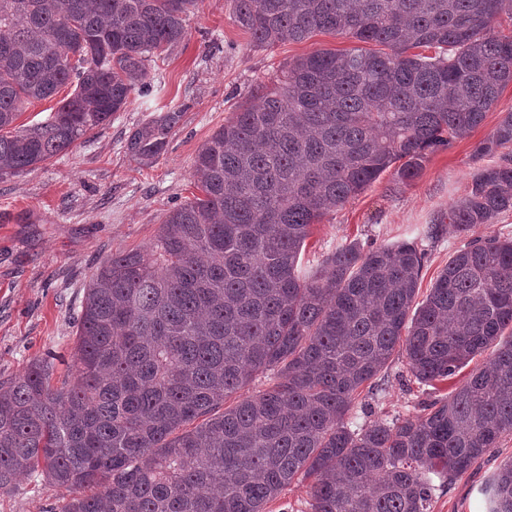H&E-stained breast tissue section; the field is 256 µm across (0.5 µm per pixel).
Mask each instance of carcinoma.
Segmentation results:
<instances>
[{
	"instance_id": "cac0c4a2",
	"label": "carcinoma",
	"mask_w": 512,
	"mask_h": 512,
	"mask_svg": "<svg viewBox=\"0 0 512 512\" xmlns=\"http://www.w3.org/2000/svg\"><path fill=\"white\" fill-rule=\"evenodd\" d=\"M195 0H0V176L67 151L148 97L149 66L185 37ZM261 45L330 32L375 49L317 50L201 146V197L171 209L148 252L104 260L76 323L74 372L32 361L0 381V492L25 472L74 497L60 512H265L312 479L311 512H429L451 483L512 434V238L471 239L422 301L414 242H344L304 274L312 227L389 169L413 180L428 155L478 127L512 82V0H233ZM433 49L432 55L414 52ZM74 86L51 117L15 133L33 100ZM181 112L128 137L150 166ZM512 113L476 149L448 210L465 234L512 211ZM418 384L489 366L417 419L351 429L396 349ZM267 387L241 395L254 375ZM239 400L225 406L233 395ZM512 512V460L482 487Z\"/></svg>"
}]
</instances>
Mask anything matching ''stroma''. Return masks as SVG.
Here are the masks:
<instances>
[{
	"label": "stroma",
	"instance_id": "1",
	"mask_svg": "<svg viewBox=\"0 0 512 512\" xmlns=\"http://www.w3.org/2000/svg\"><path fill=\"white\" fill-rule=\"evenodd\" d=\"M352 39L317 33L301 41L258 45L236 23L232 0H198L186 18L184 40L158 64L164 83L153 96L131 94L124 111L67 152L13 176L0 177V381L29 362H53L67 372L74 352L84 290L107 256L153 243L166 213L198 192L193 161L215 129L259 86H273L283 66L316 50L355 47ZM178 109L166 152L149 168L126 152L128 135L158 113ZM512 113V83L482 123L463 140L429 155L412 181L385 172L356 198L314 225L301 254L302 271L316 268L336 245L357 239L374 245L407 240L427 252L419 281L427 295L449 257L468 237H512V211L469 234L429 237L461 198L483 162L475 153L500 120ZM453 382L417 384L395 355L377 395H362L350 414L353 427L393 415L414 418ZM512 459V434L479 464L436 491L430 512H483L480 492L498 465ZM67 493L40 477H20L0 492V512H56Z\"/></svg>",
	"mask_w": 512,
	"mask_h": 512
}]
</instances>
